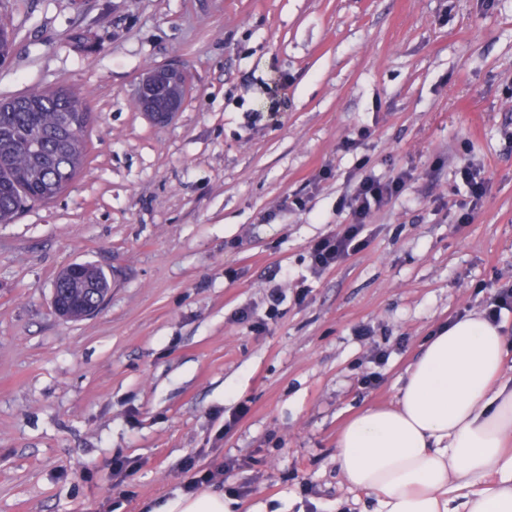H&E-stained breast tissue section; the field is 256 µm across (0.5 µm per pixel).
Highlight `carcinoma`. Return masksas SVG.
<instances>
[{
	"mask_svg": "<svg viewBox=\"0 0 512 512\" xmlns=\"http://www.w3.org/2000/svg\"><path fill=\"white\" fill-rule=\"evenodd\" d=\"M92 123L83 99L64 87H33L0 102V224L67 188L86 162V133ZM61 275L60 297L77 307L111 289L107 275L91 265L83 266L76 278L64 271Z\"/></svg>",
	"mask_w": 512,
	"mask_h": 512,
	"instance_id": "obj_1",
	"label": "carcinoma"
}]
</instances>
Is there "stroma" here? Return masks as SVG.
Masks as SVG:
<instances>
[{
    "label": "stroma",
    "mask_w": 512,
    "mask_h": 512,
    "mask_svg": "<svg viewBox=\"0 0 512 512\" xmlns=\"http://www.w3.org/2000/svg\"><path fill=\"white\" fill-rule=\"evenodd\" d=\"M0 22V99L64 86L95 117L68 188L0 224V512H144L228 459L210 489L246 512H368L342 428L512 282V0H0ZM160 66L189 82L161 126L131 105ZM403 170L368 246L310 276L341 198ZM73 263L112 280L79 321L51 306ZM460 174L469 186L471 204L475 207L485 189L484 172L480 167L466 163L460 167Z\"/></svg>",
    "instance_id": "35a3bbf8"
}]
</instances>
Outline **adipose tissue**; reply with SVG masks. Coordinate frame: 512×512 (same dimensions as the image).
<instances>
[{"label": "adipose tissue", "mask_w": 512, "mask_h": 512, "mask_svg": "<svg viewBox=\"0 0 512 512\" xmlns=\"http://www.w3.org/2000/svg\"><path fill=\"white\" fill-rule=\"evenodd\" d=\"M506 338L483 314L429 337L394 404L342 429L336 467L374 512H512V379ZM218 492L176 494L151 512H231Z\"/></svg>", "instance_id": "ef3b65f1"}]
</instances>
